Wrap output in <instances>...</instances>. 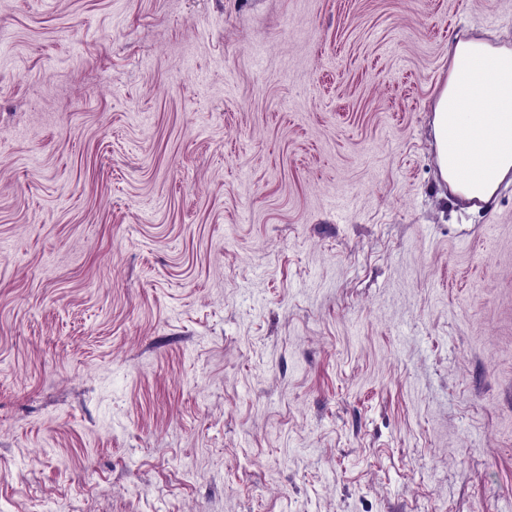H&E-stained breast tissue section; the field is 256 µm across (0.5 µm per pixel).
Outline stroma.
<instances>
[{"instance_id": "35a3bbf8", "label": "stroma", "mask_w": 512, "mask_h": 512, "mask_svg": "<svg viewBox=\"0 0 512 512\" xmlns=\"http://www.w3.org/2000/svg\"><path fill=\"white\" fill-rule=\"evenodd\" d=\"M463 32L512 0H0V512H512Z\"/></svg>"}]
</instances>
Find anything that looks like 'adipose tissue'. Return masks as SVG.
I'll return each mask as SVG.
<instances>
[{"label": "adipose tissue", "instance_id": "ef3b65f1", "mask_svg": "<svg viewBox=\"0 0 512 512\" xmlns=\"http://www.w3.org/2000/svg\"><path fill=\"white\" fill-rule=\"evenodd\" d=\"M433 112L441 178L465 200L491 201L512 179V46L456 38Z\"/></svg>", "mask_w": 512, "mask_h": 512}]
</instances>
